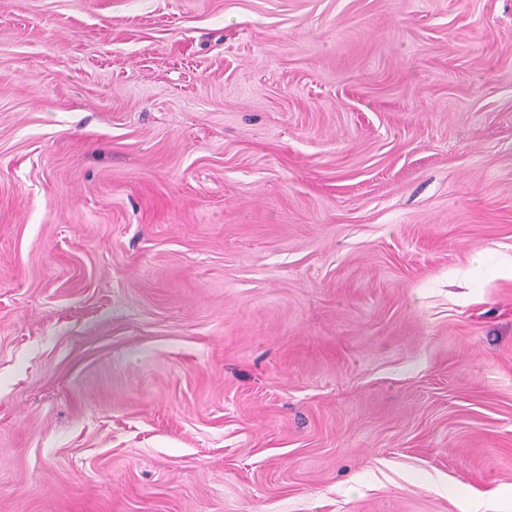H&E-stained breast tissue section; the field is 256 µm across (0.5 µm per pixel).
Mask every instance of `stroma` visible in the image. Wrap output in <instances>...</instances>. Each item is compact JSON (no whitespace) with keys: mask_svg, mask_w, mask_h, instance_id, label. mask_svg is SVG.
<instances>
[{"mask_svg":"<svg viewBox=\"0 0 512 512\" xmlns=\"http://www.w3.org/2000/svg\"><path fill=\"white\" fill-rule=\"evenodd\" d=\"M0 512H512V0H0Z\"/></svg>","mask_w":512,"mask_h":512,"instance_id":"stroma-1","label":"stroma"}]
</instances>
